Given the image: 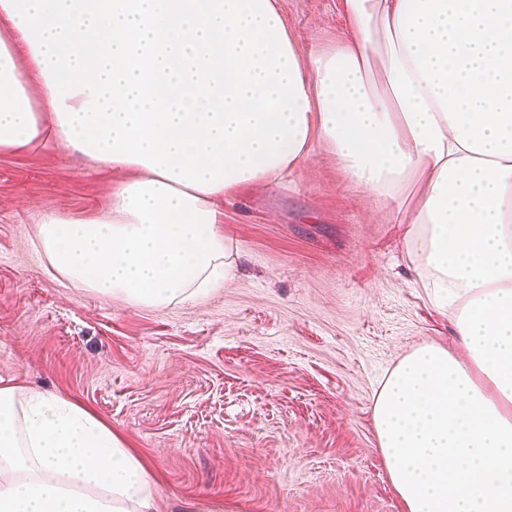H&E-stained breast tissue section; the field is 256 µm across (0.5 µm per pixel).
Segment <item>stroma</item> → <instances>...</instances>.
Instances as JSON below:
<instances>
[{
	"instance_id": "stroma-1",
	"label": "stroma",
	"mask_w": 512,
	"mask_h": 512,
	"mask_svg": "<svg viewBox=\"0 0 512 512\" xmlns=\"http://www.w3.org/2000/svg\"><path fill=\"white\" fill-rule=\"evenodd\" d=\"M279 4L302 48L348 33L338 0ZM122 178L52 138L0 155V378L103 417L154 476L157 512H401L378 382L423 344L464 350L396 205L314 144L281 179L225 197L233 278L150 308L67 282L30 247L40 215H97Z\"/></svg>"
}]
</instances>
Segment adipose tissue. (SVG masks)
<instances>
[{
    "instance_id": "obj_1",
    "label": "adipose tissue",
    "mask_w": 512,
    "mask_h": 512,
    "mask_svg": "<svg viewBox=\"0 0 512 512\" xmlns=\"http://www.w3.org/2000/svg\"><path fill=\"white\" fill-rule=\"evenodd\" d=\"M302 55L278 0H0V153L45 137L127 171L104 214L43 215L52 270L153 308L231 278L224 196L321 141L376 199L461 337L378 383L403 512H512V0H342ZM141 458L97 414L0 382V512H154Z\"/></svg>"
}]
</instances>
